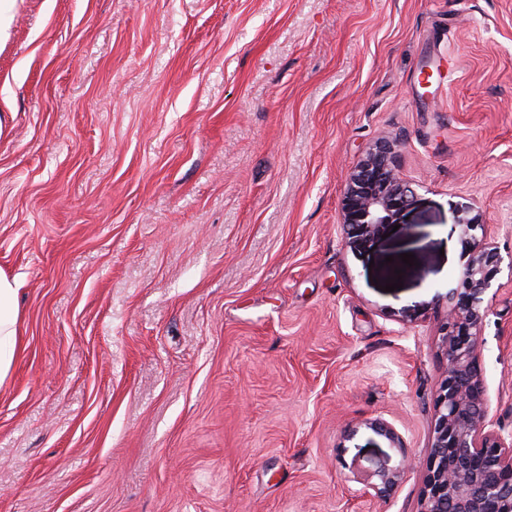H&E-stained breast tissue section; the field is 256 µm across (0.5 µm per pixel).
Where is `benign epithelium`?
<instances>
[{
    "label": "benign epithelium",
    "instance_id": "obj_1",
    "mask_svg": "<svg viewBox=\"0 0 512 512\" xmlns=\"http://www.w3.org/2000/svg\"><path fill=\"white\" fill-rule=\"evenodd\" d=\"M415 190L400 171L395 146L378 141L350 171L342 196L343 226L354 243L365 244L413 203ZM461 231L473 238L459 287L448 292V318L440 327L445 355L443 375L432 399V439L421 464L423 487L419 512H512V430L490 415L479 355L489 305L486 297L502 257L486 237L480 215L464 217ZM395 448L402 463L381 467L370 488L389 496L411 467L405 442L384 419L367 423Z\"/></svg>",
    "mask_w": 512,
    "mask_h": 512
}]
</instances>
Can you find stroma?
Listing matches in <instances>:
<instances>
[{
    "label": "stroma",
    "instance_id": "stroma-1",
    "mask_svg": "<svg viewBox=\"0 0 512 512\" xmlns=\"http://www.w3.org/2000/svg\"><path fill=\"white\" fill-rule=\"evenodd\" d=\"M1 112L0 512H418V469L366 495L400 456L363 423L426 458L459 217L512 259V0H14ZM380 139L416 198L354 247ZM496 283L480 362L512 429ZM18 290L15 282L0 273V387L9 376L19 348ZM366 425L377 435L383 437L388 442L389 448H396L402 458V463L399 466L379 468L375 473V482L370 485L377 497H387L397 488L412 464L409 462V455L403 438L390 422L384 419H373L367 422Z\"/></svg>",
    "mask_w": 512,
    "mask_h": 512
}]
</instances>
